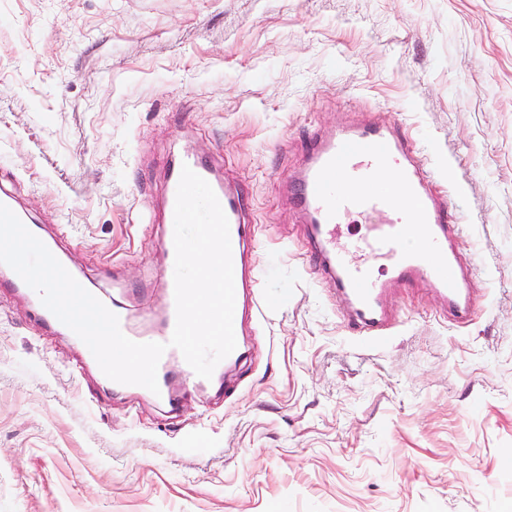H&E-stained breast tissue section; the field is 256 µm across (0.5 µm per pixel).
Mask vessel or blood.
Here are the masks:
<instances>
[{"label": "vessel or blood", "mask_w": 512, "mask_h": 512, "mask_svg": "<svg viewBox=\"0 0 512 512\" xmlns=\"http://www.w3.org/2000/svg\"><path fill=\"white\" fill-rule=\"evenodd\" d=\"M186 166L210 184L229 222L236 348L216 366V373H228L245 359V320L263 318L288 300L287 292L270 294L262 286L251 199L245 188L223 179L213 163L197 154L174 156L162 193L161 325L154 333H138L126 307L109 305L126 337L165 344L155 401L171 413L178 405L171 390L173 379L187 385L199 380L181 351L169 344L176 324L174 213ZM438 179L396 123L370 112L331 132L312 129L301 163L281 182L296 219L305 226L304 275L332 287L345 328L366 346L379 348L393 338L399 325L393 296L403 288L433 293L455 324L468 323L471 317L479 297L476 268L457 259L466 227L452 218L451 196L436 192ZM0 276L21 289L43 323L57 324V317L12 268L0 267Z\"/></svg>", "instance_id": "vessel-or-blood-1"}]
</instances>
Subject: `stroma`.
I'll return each instance as SVG.
<instances>
[{
	"instance_id": "1",
	"label": "stroma",
	"mask_w": 512,
	"mask_h": 512,
	"mask_svg": "<svg viewBox=\"0 0 512 512\" xmlns=\"http://www.w3.org/2000/svg\"><path fill=\"white\" fill-rule=\"evenodd\" d=\"M374 107L461 192L471 321L403 290L365 348L286 254L234 397L197 386L172 418L96 400L0 288V512H512V0H0V188L134 309L162 300L169 152L247 187L263 258L300 234L279 182L308 131Z\"/></svg>"
}]
</instances>
